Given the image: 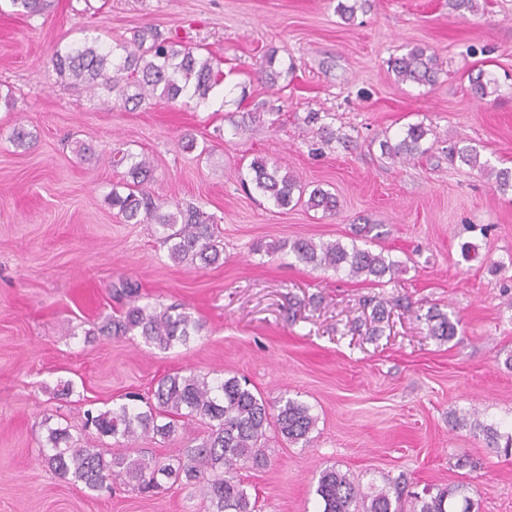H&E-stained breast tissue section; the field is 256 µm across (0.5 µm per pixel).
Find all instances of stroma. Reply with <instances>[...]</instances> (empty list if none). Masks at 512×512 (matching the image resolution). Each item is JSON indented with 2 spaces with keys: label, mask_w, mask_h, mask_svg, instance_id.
Here are the masks:
<instances>
[{
  "label": "stroma",
  "mask_w": 512,
  "mask_h": 512,
  "mask_svg": "<svg viewBox=\"0 0 512 512\" xmlns=\"http://www.w3.org/2000/svg\"><path fill=\"white\" fill-rule=\"evenodd\" d=\"M337 3L48 0L27 18L0 0V94L13 96L0 107V512H207L184 485L93 492L39 460L57 427L103 452L165 457L197 444L193 423L170 442L81 427L85 410L150 395L161 376L189 369L247 378L317 418L310 444L270 439L269 465L242 471L257 512H320L315 488L330 466L365 488L400 476L412 492L464 482L479 512H512V452L449 416L512 431V189L448 154L473 147L512 169V0H477L463 17L448 0H371L349 20ZM145 26L214 57L224 82L210 106L107 110L57 77V47L89 30L117 45ZM414 46L437 55L434 85L392 73L390 58ZM480 69L498 79V96L472 91L467 76ZM258 106L276 113L274 125L234 128ZM310 112L329 133L306 123ZM415 123L430 130L428 154L382 158L380 141ZM19 126L30 134L23 147ZM189 136L205 153L183 150ZM117 150L151 158L155 197L213 216L219 264L174 263L157 224L116 216ZM256 157L334 193L335 214L247 193L237 171ZM363 224L376 227L372 251L389 252L400 272L369 280L265 250L299 237L348 246ZM125 282L137 284L138 304L189 312L199 332L166 351L134 333L103 335ZM432 310L458 320L456 336H430Z\"/></svg>",
  "instance_id": "obj_1"
}]
</instances>
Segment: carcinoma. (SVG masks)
Returning a JSON list of instances; mask_svg holds the SVG:
<instances>
[{
    "label": "carcinoma",
    "instance_id": "1",
    "mask_svg": "<svg viewBox=\"0 0 512 512\" xmlns=\"http://www.w3.org/2000/svg\"><path fill=\"white\" fill-rule=\"evenodd\" d=\"M9 2L15 13L27 17L42 13L47 6V0ZM51 62L57 75L70 84L82 86L92 94L106 91L109 106L132 103L137 107L150 99L180 97L201 105L208 102L220 82L212 57L199 55L190 47L176 48L175 42L153 27L137 31L130 42L115 47L98 37L68 44L54 51ZM439 67L437 56L424 47L415 46L391 60V70L399 80L423 86L436 82ZM469 82L482 99L500 91L497 80L482 69L469 75ZM427 134L423 124H410L397 141L380 142L381 155L402 163L411 161L429 151L423 146ZM456 155L464 164L495 177L500 189L512 187V170L492 168L488 162L480 161L477 150L458 148ZM109 163L114 169H124L123 182L112 187L110 202L125 221L159 224L170 258L178 264L219 261L221 239L210 216L193 205H178L175 211L164 213L163 203L145 189L153 173L148 156L117 151ZM238 178L244 185L252 184L277 208L303 204L329 214L337 208L334 194L319 186L305 189L289 173H281L276 161L257 157L247 171H238ZM284 249L313 269H343L351 276L380 279L400 269V263L382 251L375 253L355 244L347 247L339 240L317 243L297 238L270 245L267 252ZM136 295V289L128 282L114 289L113 296L129 298L128 307L107 318L101 332L114 336L136 332L148 345L165 351L177 343H187L199 331L200 325L189 313L176 306L158 309L138 305ZM428 318L434 322L430 335L448 340L456 336L458 322L434 311L428 313ZM451 416L455 427L479 431L493 443L504 437L505 448H512V434L501 435L494 425L481 422L473 414L454 410ZM177 418L203 423L206 434L198 444L179 448L167 458L108 455L78 445L65 428L50 431V447L40 449L39 458L60 477L80 482L90 491L119 483L148 494L162 487L160 479L164 477L175 483L183 481L198 491L209 503L210 512H255L256 502L241 480L240 471L267 466L268 433L278 434L290 444H309L316 424L310 408L295 399L282 397L271 404L244 378H212L195 370L163 376L152 399L143 407L123 403L96 415L89 410L85 424L102 437L133 441L152 434L171 441ZM404 488V483L396 480L381 489L371 486L365 490L348 474L331 467L321 471L316 494L323 503L322 512H454L456 507L459 512H472L468 486L462 483L416 496L408 507Z\"/></svg>",
    "mask_w": 512,
    "mask_h": 512
}]
</instances>
